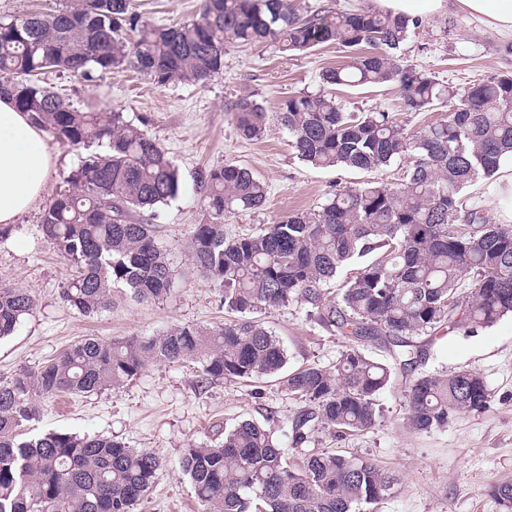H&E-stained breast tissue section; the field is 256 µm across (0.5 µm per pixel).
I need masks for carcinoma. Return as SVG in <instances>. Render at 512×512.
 <instances>
[{"label": "carcinoma", "mask_w": 512, "mask_h": 512, "mask_svg": "<svg viewBox=\"0 0 512 512\" xmlns=\"http://www.w3.org/2000/svg\"><path fill=\"white\" fill-rule=\"evenodd\" d=\"M418 19L370 10L302 12L292 0H202L188 24L147 23L132 0H63L50 12L0 18V96L88 153L69 188L46 207L41 228L74 275L63 300L84 316L112 306L115 288L162 300L175 279L156 241L155 208L178 196L179 173L165 148L121 112L82 111L40 84L68 72L86 81L132 67L155 83L204 84L224 69V44L275 41L283 52L339 44L342 64L321 73L322 88L288 97L277 112L296 157L313 167L377 172L411 159L396 185L366 180L319 208L291 212L241 237L224 236V215L261 207L266 186L246 168H205L197 185L209 219L195 225L191 264L224 287V309L240 318L213 327L184 325L150 337L88 336L41 366L0 383V512H134L161 467L153 454L96 433L25 437L36 400L95 394L139 376L153 363L197 362L205 379L281 377L304 403L285 440L243 420L223 438L185 449L180 467L205 512H360L385 500L394 478L339 451L312 454L302 467L288 448L324 429L343 438L375 426L377 396L390 365L360 350L372 342L402 369L426 351L414 338L443 330L474 333L512 312V224H492L460 203L462 190L498 175L512 157V74L464 90L399 63L397 51ZM368 44L373 51L359 52ZM395 82L413 112L444 104L448 118L409 136L387 112H347L331 86ZM246 140L264 135L268 114L250 96L230 107ZM371 256L330 298L325 286L354 257ZM468 288L466 293L461 289ZM302 301L352 345L334 368L287 375L283 342L252 318ZM23 288L0 287V340L33 313ZM490 393L474 375L422 372L406 391L410 425L430 431L457 413L480 412ZM507 512L512 483L493 488Z\"/></svg>", "instance_id": "carcinoma-1"}]
</instances>
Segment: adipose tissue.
Returning <instances> with one entry per match:
<instances>
[{"mask_svg":"<svg viewBox=\"0 0 512 512\" xmlns=\"http://www.w3.org/2000/svg\"><path fill=\"white\" fill-rule=\"evenodd\" d=\"M376 10L401 17L463 14L502 37L512 38V0H372ZM55 150L29 113L0 98V224H14L45 194Z\"/></svg>","mask_w":512,"mask_h":512,"instance_id":"adipose-tissue-1","label":"adipose tissue"}]
</instances>
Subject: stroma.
Here are the masks:
<instances>
[{"mask_svg":"<svg viewBox=\"0 0 512 512\" xmlns=\"http://www.w3.org/2000/svg\"><path fill=\"white\" fill-rule=\"evenodd\" d=\"M144 19L182 24L196 20L201 0H134ZM338 46L284 53L278 45H227L224 69L207 84L161 86L133 68L86 81L50 73V91L79 109L123 112L126 120L156 139L178 167L182 189L156 210L157 239L175 271L171 293L160 301L137 302L128 292L112 293L110 310L88 318L62 299L71 270L41 230L42 207L22 216L9 238L0 240V284L26 289L35 301L10 338L0 341V382L33 369L85 336L111 339L149 337L179 325L223 323L224 291L194 271L187 243L195 225L208 219L197 186L199 170L236 164L249 169L268 188L258 209L227 215L224 233L252 234L289 211L314 209L336 190L365 181L364 173L341 168L316 169L293 154L288 132L275 113L284 99L318 90L320 74L340 64ZM401 64L435 74L444 85L466 88L486 77L512 72V41L485 31L468 17L433 15L420 19L403 43ZM244 95L252 96L270 115L264 136H238L228 111ZM336 97L349 111L380 110L415 135L446 114L445 109L407 111L403 92L394 83L352 89ZM505 174L492 185L465 189L466 205L483 209L493 223L512 220V196L505 194ZM309 306L293 302L260 313L288 353L287 370L307 365L333 367L348 341L308 316ZM426 359L421 368L452 374L467 370L483 378L491 401L479 413H460L446 428L421 432L408 422L405 392L413 372L395 370L392 382L377 397L381 416L375 427L340 440L315 431L309 443L288 452L290 463L308 453L345 451L391 472V496L374 512H504L492 495L494 485L512 482V314L493 326L468 334L418 337ZM300 401L268 379L207 382L197 364L154 363L125 384L88 396L39 403L31 432L97 433L126 446L157 454L163 466L136 512H204L192 484L179 468L185 448L218 437L242 420L257 422L283 435Z\"/></svg>","mask_w":512,"mask_h":512,"instance_id":"1","label":"stroma"}]
</instances>
